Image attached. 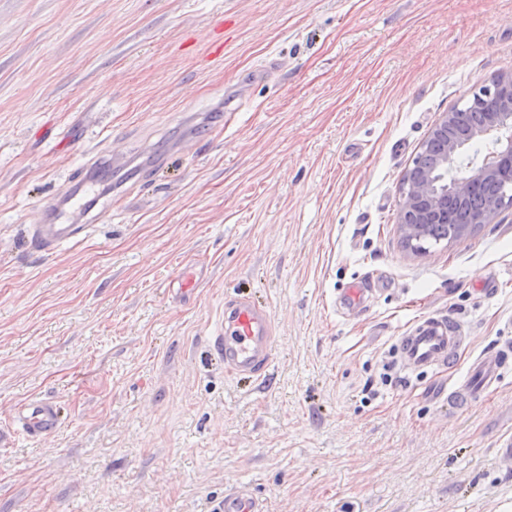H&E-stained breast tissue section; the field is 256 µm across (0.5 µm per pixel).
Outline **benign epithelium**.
Segmentation results:
<instances>
[{
  "label": "benign epithelium",
  "mask_w": 512,
  "mask_h": 512,
  "mask_svg": "<svg viewBox=\"0 0 512 512\" xmlns=\"http://www.w3.org/2000/svg\"><path fill=\"white\" fill-rule=\"evenodd\" d=\"M480 101L494 103V109L483 113L461 138L448 134L458 113H442L427 139L434 148L433 160L417 158L408 170L397 216L406 241L421 240L428 224L448 223L450 208L467 203L479 185L501 182L503 193L499 200L484 201L474 211L473 223L492 224L506 205H512V72L499 74L474 90L471 102ZM474 142L483 143L488 153L479 163L456 168L466 146ZM450 168L457 172L444 184L440 172Z\"/></svg>",
  "instance_id": "benign-epithelium-1"
}]
</instances>
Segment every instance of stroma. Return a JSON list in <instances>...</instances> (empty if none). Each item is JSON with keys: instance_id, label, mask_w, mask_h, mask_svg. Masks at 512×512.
I'll return each instance as SVG.
<instances>
[{"instance_id": "35a3bbf8", "label": "stroma", "mask_w": 512, "mask_h": 512, "mask_svg": "<svg viewBox=\"0 0 512 512\" xmlns=\"http://www.w3.org/2000/svg\"><path fill=\"white\" fill-rule=\"evenodd\" d=\"M509 70L512 0H0V512H211L242 486L261 512H512V365L452 415L467 361L393 364L424 315L471 355L512 342V207L422 255L397 224L441 113ZM111 151L143 180L34 251L43 201ZM234 292L272 315L257 387L208 347ZM33 397L55 436L9 427Z\"/></svg>"}]
</instances>
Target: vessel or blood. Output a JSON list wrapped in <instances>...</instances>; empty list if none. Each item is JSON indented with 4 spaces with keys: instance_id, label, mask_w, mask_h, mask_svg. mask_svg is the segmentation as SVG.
I'll return each mask as SVG.
<instances>
[{
    "instance_id": "vessel-or-blood-1",
    "label": "vessel or blood",
    "mask_w": 512,
    "mask_h": 512,
    "mask_svg": "<svg viewBox=\"0 0 512 512\" xmlns=\"http://www.w3.org/2000/svg\"><path fill=\"white\" fill-rule=\"evenodd\" d=\"M127 167L125 155L108 153L90 172L81 175L78 187L50 197L41 209L40 223L30 227L31 243L51 253L63 244L80 241L86 227L77 222L76 216L85 209L83 197L94 193L99 182L112 172ZM210 346L223 361L225 373L247 383L265 380L274 346L268 307L243 294L225 296L224 311L210 338ZM394 347L401 366L412 364L425 372L441 371L456 366L465 338L457 320L429 315L417 319L408 330L396 336ZM511 355L512 346L508 344L496 352L476 355L469 365L471 384L448 389L449 411H461L478 394L488 393ZM8 419L19 433L32 439L53 434L62 424L59 406L38 398L17 405ZM213 512H261V505L248 488L241 487L225 492Z\"/></svg>"
}]
</instances>
